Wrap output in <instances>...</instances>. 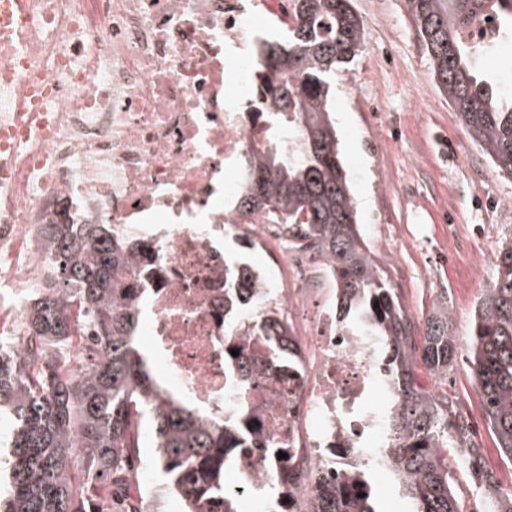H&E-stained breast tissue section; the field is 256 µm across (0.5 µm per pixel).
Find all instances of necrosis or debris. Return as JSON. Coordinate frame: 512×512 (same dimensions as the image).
<instances>
[{
    "instance_id": "obj_1",
    "label": "necrosis or debris",
    "mask_w": 512,
    "mask_h": 512,
    "mask_svg": "<svg viewBox=\"0 0 512 512\" xmlns=\"http://www.w3.org/2000/svg\"><path fill=\"white\" fill-rule=\"evenodd\" d=\"M0 30V311L44 287L38 225L108 224L144 242L135 286L142 333L160 368L197 405H244L249 435L226 486L257 512H302L323 480L360 489L391 450L392 400L377 337L339 317V295L276 226L278 265L249 287L224 277V235L249 223L232 210L231 161L256 134L243 108L256 54L225 94L228 39L261 28L241 0H8ZM277 305L302 334L264 336L256 315Z\"/></svg>"
}]
</instances>
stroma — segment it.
I'll list each match as a JSON object with an SVG mask.
<instances>
[{
	"instance_id": "stroma-1",
	"label": "stroma",
	"mask_w": 512,
	"mask_h": 512,
	"mask_svg": "<svg viewBox=\"0 0 512 512\" xmlns=\"http://www.w3.org/2000/svg\"><path fill=\"white\" fill-rule=\"evenodd\" d=\"M364 24L361 54L337 72L332 97L351 193L375 261L402 303L423 321L448 298L458 354L447 379L417 368L427 391L459 399L497 486L476 487L468 469L453 470L465 512L512 491L471 378L467 347L474 306L493 272L503 236L512 233V178L494 170L431 75V63L405 0H353Z\"/></svg>"
}]
</instances>
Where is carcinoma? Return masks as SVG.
<instances>
[{
	"label": "carcinoma",
	"mask_w": 512,
	"mask_h": 512,
	"mask_svg": "<svg viewBox=\"0 0 512 512\" xmlns=\"http://www.w3.org/2000/svg\"><path fill=\"white\" fill-rule=\"evenodd\" d=\"M433 77L498 173L512 177V101L473 63L463 33L494 19L512 25V0H406ZM285 41L262 44L252 80L262 133L241 154L237 208L261 224H283L295 250L310 252L340 288V315L384 344L392 415L390 477L414 512H464L453 489L448 449L470 422L458 399L428 392L414 366L443 378L453 366L448 296L417 324L394 282L375 263L356 208L332 117L336 70L358 57L364 25L352 0H289ZM290 147L280 142L283 132ZM36 249L47 290L23 312V336H0V512H93L95 484L123 487L126 512H151L132 497L127 473L150 434L155 466L189 512H235L224 494V453L239 448L237 424L202 415L166 390L139 349L141 313L130 293L134 242L105 224H45ZM474 307L468 358L485 420L501 460L512 465V234ZM267 336L285 335L282 314H261ZM81 463L84 479L71 470ZM308 512H376L360 497L324 483Z\"/></svg>",
	"instance_id": "1"
}]
</instances>
